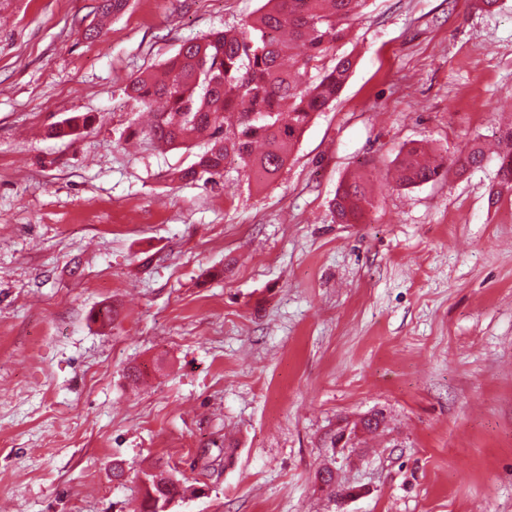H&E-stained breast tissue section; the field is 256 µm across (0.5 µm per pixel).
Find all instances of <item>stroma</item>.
Instances as JSON below:
<instances>
[{
    "instance_id": "obj_1",
    "label": "stroma",
    "mask_w": 512,
    "mask_h": 512,
    "mask_svg": "<svg viewBox=\"0 0 512 512\" xmlns=\"http://www.w3.org/2000/svg\"><path fill=\"white\" fill-rule=\"evenodd\" d=\"M262 4L129 0L88 39L99 0H0V512H132L160 459L197 489L173 512H512V189L393 180L512 122V0H368L273 183L172 180L194 152L129 137L127 82ZM99 119L100 116L89 114L70 116L52 124L47 135L51 138L71 140L80 133V130L91 128ZM424 152L418 146L408 148L399 159V182L402 186H411L431 181H437L448 173L444 162L431 165L423 159ZM366 206H371V200L366 181L353 178L342 183L333 199V207L337 219L343 224H356L362 221Z\"/></svg>"
}]
</instances>
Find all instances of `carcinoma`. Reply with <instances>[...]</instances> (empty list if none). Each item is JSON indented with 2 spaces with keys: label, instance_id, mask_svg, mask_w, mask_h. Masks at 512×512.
<instances>
[{
  "label": "carcinoma",
  "instance_id": "carcinoma-1",
  "mask_svg": "<svg viewBox=\"0 0 512 512\" xmlns=\"http://www.w3.org/2000/svg\"><path fill=\"white\" fill-rule=\"evenodd\" d=\"M367 0H265L259 13L237 30L213 32L185 42L164 64L163 76L141 73L126 85L137 111L154 113L152 124L132 130L160 147L203 149L175 172L181 181L215 183L231 158L258 185L273 181L314 117L336 100L353 59L337 55ZM97 115H75L52 124L47 135L73 139L92 127ZM498 177L512 187V124L499 130ZM418 146L399 159V182L411 186L446 176L448 165H431ZM479 139L451 161L460 173L481 165ZM371 205L366 181L339 186L333 199L337 219L356 224ZM142 512H158L192 490L183 478L157 462L143 473Z\"/></svg>",
  "mask_w": 512,
  "mask_h": 512
}]
</instances>
